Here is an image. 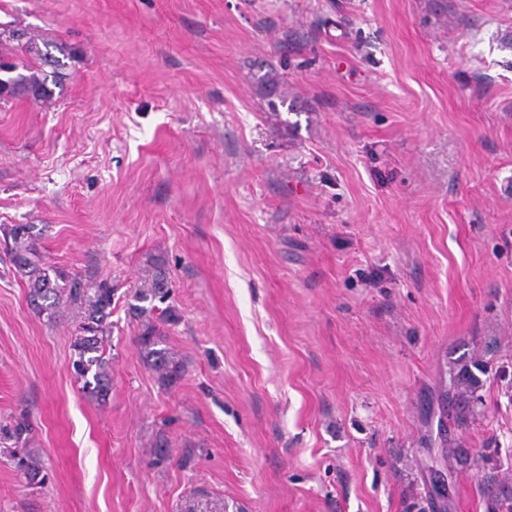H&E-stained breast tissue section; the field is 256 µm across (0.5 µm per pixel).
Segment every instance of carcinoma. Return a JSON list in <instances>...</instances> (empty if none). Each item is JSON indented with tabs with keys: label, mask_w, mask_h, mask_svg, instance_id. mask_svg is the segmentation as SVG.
<instances>
[{
	"label": "carcinoma",
	"mask_w": 512,
	"mask_h": 512,
	"mask_svg": "<svg viewBox=\"0 0 512 512\" xmlns=\"http://www.w3.org/2000/svg\"><path fill=\"white\" fill-rule=\"evenodd\" d=\"M56 67L41 46L34 40L21 41L15 31H0V69L15 70L19 76L10 92V97H31L46 99L52 97L47 82L57 83L58 71L50 72L48 78L45 67ZM6 253L15 270L22 275L28 289L30 303L47 318L57 317L62 309L73 306L81 314V335L75 338L73 347L75 359L72 366L82 388L98 400L107 399L111 387L109 359L105 357V341L109 332L107 319L112 314L114 289L106 281L85 284L81 279L67 275L63 270L47 266L39 259L35 241L29 225L15 224L4 229ZM138 304L133 309L142 317V327L137 338L145 364L153 370L164 386L173 384L183 374L182 360L174 352L160 347V333L156 320L171 321L175 314L165 308L155 313V300L164 301V283L160 279L152 281L147 288L137 292ZM151 306L145 307L143 303ZM4 439L13 441L11 457L15 467L31 482L38 479L41 469L27 452L30 428L25 416L16 418L13 424L3 429ZM489 512H512V487L500 490L492 499Z\"/></svg>",
	"instance_id": "obj_1"
}]
</instances>
